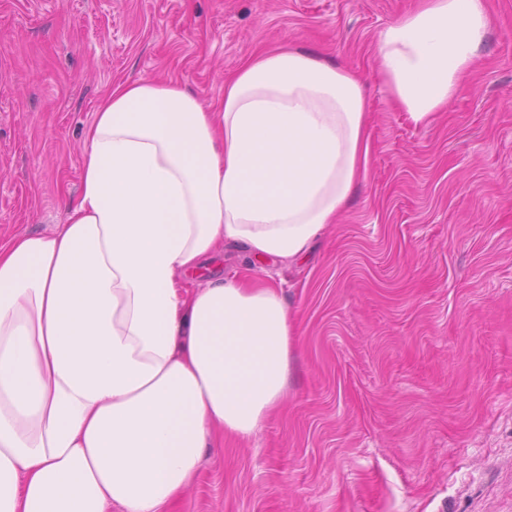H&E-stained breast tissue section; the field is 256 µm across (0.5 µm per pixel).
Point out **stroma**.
Listing matches in <instances>:
<instances>
[{"label": "stroma", "instance_id": "stroma-1", "mask_svg": "<svg viewBox=\"0 0 512 512\" xmlns=\"http://www.w3.org/2000/svg\"><path fill=\"white\" fill-rule=\"evenodd\" d=\"M428 125L374 74L417 0H0V235L66 221L112 85L204 101L264 49L366 78L367 178L306 260L254 261L300 334L285 405L176 512H512V0Z\"/></svg>", "mask_w": 512, "mask_h": 512}]
</instances>
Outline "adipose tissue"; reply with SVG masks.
<instances>
[{
    "label": "adipose tissue",
    "mask_w": 512,
    "mask_h": 512,
    "mask_svg": "<svg viewBox=\"0 0 512 512\" xmlns=\"http://www.w3.org/2000/svg\"><path fill=\"white\" fill-rule=\"evenodd\" d=\"M484 0H419L376 73L416 125L458 94ZM65 224L0 239V512H173L209 448L283 402L295 324L244 273L188 288L225 243L303 257L367 174L359 75L262 52L206 105L175 81L113 85L84 132Z\"/></svg>",
    "instance_id": "ef3b65f1"
}]
</instances>
